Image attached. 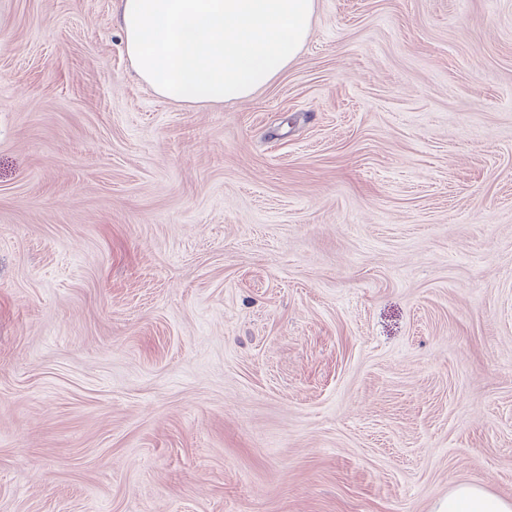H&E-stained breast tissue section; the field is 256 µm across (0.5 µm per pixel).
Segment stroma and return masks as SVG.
Wrapping results in <instances>:
<instances>
[{
  "label": "stroma",
  "mask_w": 512,
  "mask_h": 512,
  "mask_svg": "<svg viewBox=\"0 0 512 512\" xmlns=\"http://www.w3.org/2000/svg\"><path fill=\"white\" fill-rule=\"evenodd\" d=\"M118 0H0V512L512 500V0H317L241 101ZM512 502L483 487L459 483L448 492L437 512H511Z\"/></svg>",
  "instance_id": "35a3bbf8"
}]
</instances>
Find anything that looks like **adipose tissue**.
I'll list each match as a JSON object with an SVG mask.
<instances>
[{
  "mask_svg": "<svg viewBox=\"0 0 512 512\" xmlns=\"http://www.w3.org/2000/svg\"><path fill=\"white\" fill-rule=\"evenodd\" d=\"M317 0H120L126 55L156 94L221 105L249 97L303 50ZM438 512H512L483 487L457 484Z\"/></svg>",
  "mask_w": 512,
  "mask_h": 512,
  "instance_id": "ef3b65f1",
  "label": "adipose tissue"
}]
</instances>
